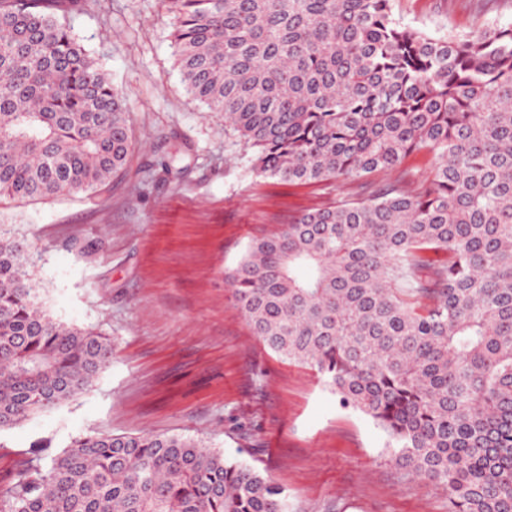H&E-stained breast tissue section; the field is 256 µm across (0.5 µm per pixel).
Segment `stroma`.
<instances>
[{"instance_id": "35a3bbf8", "label": "stroma", "mask_w": 512, "mask_h": 512, "mask_svg": "<svg viewBox=\"0 0 512 512\" xmlns=\"http://www.w3.org/2000/svg\"><path fill=\"white\" fill-rule=\"evenodd\" d=\"M403 25L441 37L512 26V0H392ZM69 20L129 99L133 147L92 196L0 201V224L36 257L40 299L94 326L114 356L73 401L0 430V485L34 441L192 436L268 473L294 512H446L438 485L389 460L388 439L306 366L254 336L225 274L250 241L301 212L358 197L354 180L284 184L256 174L224 117L187 94L163 0H98Z\"/></svg>"}]
</instances>
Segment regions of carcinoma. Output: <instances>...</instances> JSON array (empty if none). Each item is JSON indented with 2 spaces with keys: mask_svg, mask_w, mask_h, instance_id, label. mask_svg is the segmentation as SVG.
I'll use <instances>...</instances> for the list:
<instances>
[{
  "mask_svg": "<svg viewBox=\"0 0 512 512\" xmlns=\"http://www.w3.org/2000/svg\"><path fill=\"white\" fill-rule=\"evenodd\" d=\"M0 0V199L94 194L132 147L126 96L66 3ZM187 93L285 183L397 180L253 239L226 274L253 334L389 437L448 512H512V27L432 37L392 0H164ZM0 225V430L88 390L106 334L55 320ZM35 443L0 512H292L284 489L193 437Z\"/></svg>",
  "mask_w": 512,
  "mask_h": 512,
  "instance_id": "1",
  "label": "carcinoma"
}]
</instances>
